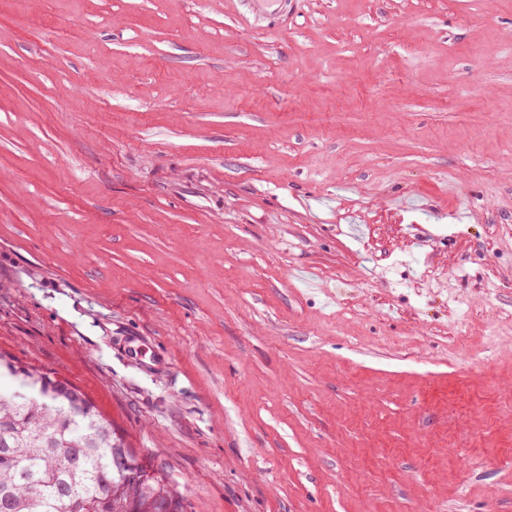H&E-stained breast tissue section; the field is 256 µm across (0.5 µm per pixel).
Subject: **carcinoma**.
I'll return each mask as SVG.
<instances>
[{
    "mask_svg": "<svg viewBox=\"0 0 512 512\" xmlns=\"http://www.w3.org/2000/svg\"><path fill=\"white\" fill-rule=\"evenodd\" d=\"M0 512H131L137 476L157 472L154 512H185L169 473L138 457L79 387L0 352Z\"/></svg>",
    "mask_w": 512,
    "mask_h": 512,
    "instance_id": "obj_1",
    "label": "carcinoma"
}]
</instances>
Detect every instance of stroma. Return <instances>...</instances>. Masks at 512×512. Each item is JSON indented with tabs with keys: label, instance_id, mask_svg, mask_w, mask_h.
<instances>
[{
	"label": "stroma",
	"instance_id": "stroma-1",
	"mask_svg": "<svg viewBox=\"0 0 512 512\" xmlns=\"http://www.w3.org/2000/svg\"><path fill=\"white\" fill-rule=\"evenodd\" d=\"M186 512H512V0H0V351Z\"/></svg>",
	"mask_w": 512,
	"mask_h": 512
}]
</instances>
